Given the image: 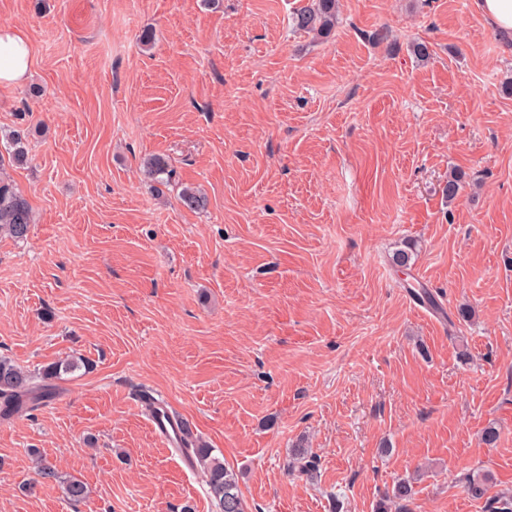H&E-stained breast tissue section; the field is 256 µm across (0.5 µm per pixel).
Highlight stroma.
I'll list each match as a JSON object with an SVG mask.
<instances>
[{
	"label": "stroma",
	"instance_id": "35a3bbf8",
	"mask_svg": "<svg viewBox=\"0 0 512 512\" xmlns=\"http://www.w3.org/2000/svg\"><path fill=\"white\" fill-rule=\"evenodd\" d=\"M304 3L0 0L32 52L0 86L29 161L0 167L34 216L0 235V356L90 363L0 421V512H213L146 393L221 451L247 512H374L408 475L389 512H488L476 472L512 496V34L474 0H340L316 39ZM151 154L174 171L156 190ZM34 448L89 497L22 491Z\"/></svg>",
	"mask_w": 512,
	"mask_h": 512
}]
</instances>
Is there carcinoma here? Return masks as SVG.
I'll return each mask as SVG.
<instances>
[{
    "label": "carcinoma",
    "mask_w": 512,
    "mask_h": 512,
    "mask_svg": "<svg viewBox=\"0 0 512 512\" xmlns=\"http://www.w3.org/2000/svg\"><path fill=\"white\" fill-rule=\"evenodd\" d=\"M338 19L337 0H307L294 13V27L308 35L324 37L336 27ZM10 159L16 164L26 161V140L19 134L7 141ZM143 168L148 178L155 182L169 181L173 176L168 160L163 155H151L144 159ZM180 202L191 210L203 209L207 197L199 190L186 187L180 193ZM33 215L26 198L15 188L12 181L0 176V235L16 241L27 239ZM87 361L72 356L53 362L37 372L16 365L6 357H0V420L6 421L41 402L55 398L57 381L66 375L86 367ZM184 437L180 451L196 462L203 470L207 494L216 512H247L239 488L236 473L224 465L217 449L208 447L193 433L190 424L180 421ZM35 457L36 475L44 482L59 484L68 500L78 503L85 500L89 490L84 481L66 475L44 457L36 448L30 449ZM291 457L299 471L312 478L316 474V462L309 451L299 445L291 449ZM490 478L485 473L472 474L465 479L464 488L472 499L483 498L488 491ZM415 494L410 480L399 478L385 498L396 503L408 502Z\"/></svg>",
    "instance_id": "obj_1"
}]
</instances>
